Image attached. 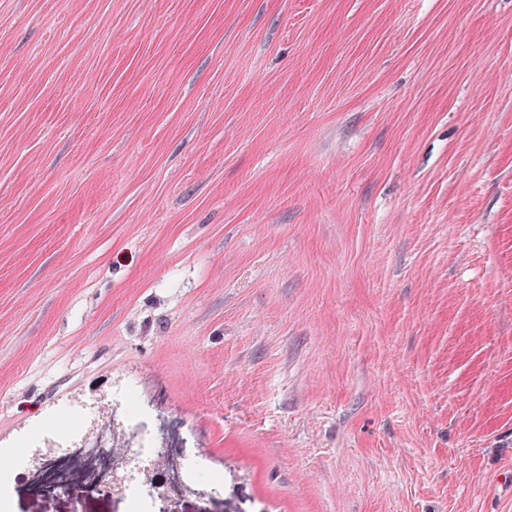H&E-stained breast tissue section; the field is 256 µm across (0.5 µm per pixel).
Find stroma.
I'll return each instance as SVG.
<instances>
[{"label": "stroma", "instance_id": "35a3bbf8", "mask_svg": "<svg viewBox=\"0 0 512 512\" xmlns=\"http://www.w3.org/2000/svg\"><path fill=\"white\" fill-rule=\"evenodd\" d=\"M129 382L172 512H512V0H0V448Z\"/></svg>", "mask_w": 512, "mask_h": 512}]
</instances>
